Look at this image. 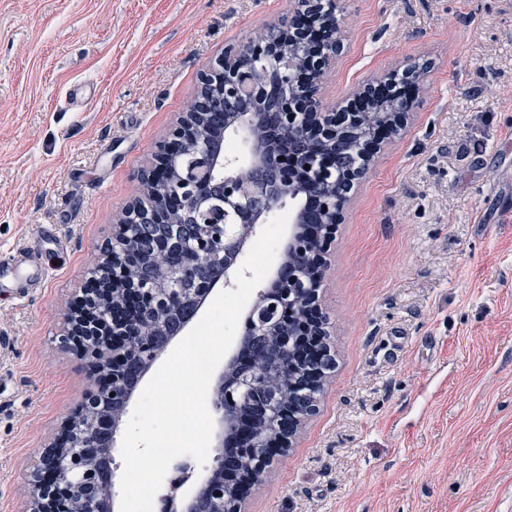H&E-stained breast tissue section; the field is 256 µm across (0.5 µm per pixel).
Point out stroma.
<instances>
[{"label":"stroma","mask_w":512,"mask_h":512,"mask_svg":"<svg viewBox=\"0 0 512 512\" xmlns=\"http://www.w3.org/2000/svg\"><path fill=\"white\" fill-rule=\"evenodd\" d=\"M294 0H0V251L56 225L40 290L0 291V512L89 395L65 316L156 144L226 46ZM322 111L428 63L322 267L336 368L243 512H512V0H340Z\"/></svg>","instance_id":"35a3bbf8"}]
</instances>
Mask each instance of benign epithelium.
<instances>
[{"label": "benign epithelium", "instance_id": "benign-epithelium-1", "mask_svg": "<svg viewBox=\"0 0 512 512\" xmlns=\"http://www.w3.org/2000/svg\"><path fill=\"white\" fill-rule=\"evenodd\" d=\"M297 4L305 5V18L295 15L285 28L273 26L265 37L224 50V56L202 75L200 90L205 98L197 101L202 111L181 113L142 170L141 182L151 205L144 207L134 200L126 206L123 218L112 228L111 265L106 276L83 288L67 315L66 340L94 359L92 381L97 394L108 396L118 391L119 401L104 418L88 419L79 409L68 419L41 458L40 489L34 491L25 512H114V482L99 488L94 496L84 493L91 471L81 473L73 468L74 441L80 440L83 448L93 451L91 467H110V448L132 396L155 359L186 329L187 321L172 326L167 319L188 303L201 309L215 283L230 281L247 238L286 199L305 197L313 206L307 212L298 209L293 213L288 252L302 261L307 279L319 280V268L363 173L356 168L342 176V183H336L339 139L361 135L372 159L383 143L374 138L375 128L383 126L389 136L402 129L414 106L417 80L412 77L404 88L393 92L383 111L371 93L377 86L395 85L389 77L379 79L375 86L355 89L340 112L319 111L320 85L335 69L339 52L338 0H297ZM243 100L258 108L268 100L274 103L281 124L288 127V152L276 146L279 131L271 132L267 139L251 132L255 113L239 111ZM301 114L303 121L298 120ZM231 134L244 135L250 144V164L245 170L220 148L223 138ZM186 147L193 148L205 167L220 170L221 176L204 181L196 171L184 173L172 167V160ZM224 223L227 231L220 242L224 260L198 272L193 253L211 241L213 229ZM136 225L152 230L148 253L135 248L131 228ZM185 236L191 239L187 252L179 257L169 255L172 241ZM271 287L286 289L303 314L280 318L272 325L259 318L256 331L275 336L286 328L300 343L306 336L322 342L315 322L317 294L294 267L279 272ZM106 304L112 305L107 316L102 310ZM157 304L163 310L154 323V333L162 339L143 356L137 350L144 339L139 311ZM235 373L232 360L213 380V403L220 412L216 448L229 455L235 445H258L270 451L292 447L301 426L315 414L316 400L279 408V415L290 421L286 433L260 442L252 432L234 439L237 418L224 410V394H233ZM258 479L251 466L236 471L233 492L237 499H243L245 490ZM208 489L202 486L188 500L184 512H224L222 501L204 507Z\"/></svg>", "mask_w": 512, "mask_h": 512}]
</instances>
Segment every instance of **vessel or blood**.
<instances>
[{"label":"vessel or blood","instance_id":"1","mask_svg":"<svg viewBox=\"0 0 512 512\" xmlns=\"http://www.w3.org/2000/svg\"><path fill=\"white\" fill-rule=\"evenodd\" d=\"M41 248L23 245L0 254V283H9L20 295L26 296L40 288L59 253V241L52 226H44L40 233Z\"/></svg>","mask_w":512,"mask_h":512}]
</instances>
